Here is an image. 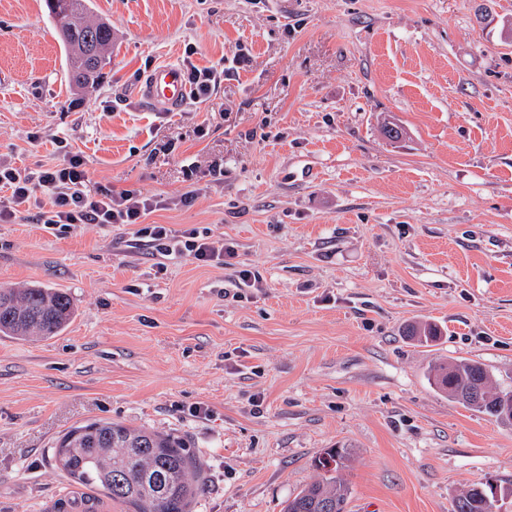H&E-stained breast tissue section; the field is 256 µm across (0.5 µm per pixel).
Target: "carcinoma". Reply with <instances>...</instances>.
Here are the masks:
<instances>
[{
  "label": "carcinoma",
  "instance_id": "carcinoma-1",
  "mask_svg": "<svg viewBox=\"0 0 512 512\" xmlns=\"http://www.w3.org/2000/svg\"><path fill=\"white\" fill-rule=\"evenodd\" d=\"M54 22V33L67 52L69 82L76 87L97 84L112 59V25L89 17L87 0H45ZM74 316L69 295L56 288L34 286L21 292L0 289V335L27 339L58 335ZM410 335L421 343L437 340V326H414ZM484 382L491 402L478 404L465 396L474 379ZM439 391L468 408L506 423L497 409L498 400H512V391H495L486 367L474 360L443 361L431 369ZM350 450L329 448L315 460L323 471L320 480L288 499L283 512H347L349 483L341 476L348 467ZM56 467L70 481L85 488L75 497L54 502L52 512H99L101 493L126 512H190L198 494L191 474L199 463L186 441L173 433L149 428H130L108 420H92L69 429L54 448ZM512 496V487L490 481L457 495L452 512H496L498 498Z\"/></svg>",
  "mask_w": 512,
  "mask_h": 512
}]
</instances>
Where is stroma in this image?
<instances>
[{"label":"stroma","instance_id":"obj_1","mask_svg":"<svg viewBox=\"0 0 512 512\" xmlns=\"http://www.w3.org/2000/svg\"><path fill=\"white\" fill-rule=\"evenodd\" d=\"M92 3L112 63L77 91L45 0H0V162L71 152L158 200L146 223L234 256L165 257L124 224L60 234L33 209L0 223V288L75 307L58 336L0 337V512L74 491L53 448L89 419L184 437L192 512H281L341 445L350 512H451L470 485H512V428L429 381L470 359L512 385V0ZM167 62L224 77L148 111L137 91ZM413 323L442 336L410 340Z\"/></svg>","mask_w":512,"mask_h":512}]
</instances>
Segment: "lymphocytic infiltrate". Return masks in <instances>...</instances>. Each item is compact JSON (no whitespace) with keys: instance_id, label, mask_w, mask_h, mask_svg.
<instances>
[{"instance_id":"f902f5d3","label":"lymphocytic infiltrate","mask_w":512,"mask_h":512,"mask_svg":"<svg viewBox=\"0 0 512 512\" xmlns=\"http://www.w3.org/2000/svg\"><path fill=\"white\" fill-rule=\"evenodd\" d=\"M10 192L9 203L0 208V221H13L19 209L35 195L49 197L51 210L40 213L47 227L66 231L78 224H133L135 235L160 255L181 250L201 264L223 263L230 247L208 232L189 227L173 234L163 224H147L143 218L158 205L157 200L134 191H113L102 184H91L79 156L65 155L62 163L31 174L0 164V189Z\"/></svg>"}]
</instances>
